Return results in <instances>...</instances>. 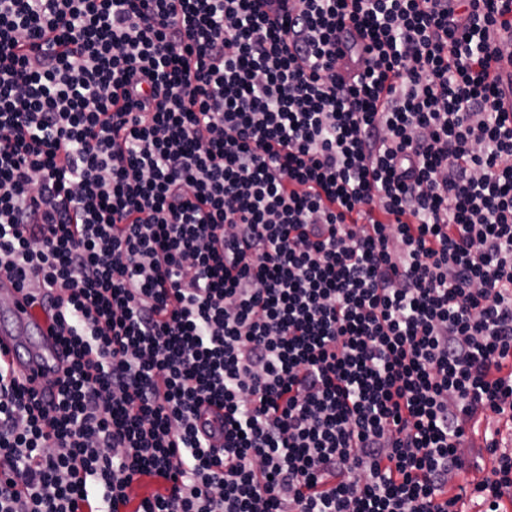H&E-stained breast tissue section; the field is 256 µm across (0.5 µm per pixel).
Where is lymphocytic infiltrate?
<instances>
[{
  "instance_id": "f902f5d3",
  "label": "lymphocytic infiltrate",
  "mask_w": 512,
  "mask_h": 512,
  "mask_svg": "<svg viewBox=\"0 0 512 512\" xmlns=\"http://www.w3.org/2000/svg\"><path fill=\"white\" fill-rule=\"evenodd\" d=\"M277 2L0 0V512H454L512 409V0ZM51 322L39 308L28 306L10 280L0 277V353L14 375L43 387L48 398L61 377L63 349L50 332Z\"/></svg>"
}]
</instances>
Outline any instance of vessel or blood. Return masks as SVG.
Listing matches in <instances>:
<instances>
[{
  "mask_svg": "<svg viewBox=\"0 0 512 512\" xmlns=\"http://www.w3.org/2000/svg\"><path fill=\"white\" fill-rule=\"evenodd\" d=\"M50 325L43 311L28 306L10 280L0 277V356L21 382H34L47 395L62 375L63 359Z\"/></svg>",
  "mask_w": 512,
  "mask_h": 512,
  "instance_id": "obj_1",
  "label": "vessel or blood"
}]
</instances>
